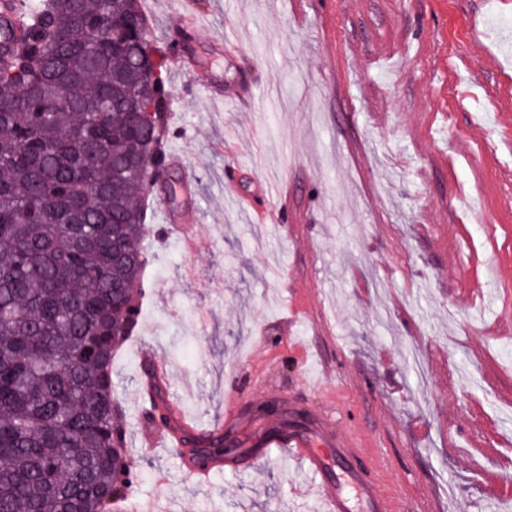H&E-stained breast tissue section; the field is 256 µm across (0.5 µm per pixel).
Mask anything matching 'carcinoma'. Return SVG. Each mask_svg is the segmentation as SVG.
Segmentation results:
<instances>
[{"label":"carcinoma","mask_w":512,"mask_h":512,"mask_svg":"<svg viewBox=\"0 0 512 512\" xmlns=\"http://www.w3.org/2000/svg\"><path fill=\"white\" fill-rule=\"evenodd\" d=\"M139 0H41L0 43V512H114L139 481L112 361L142 306L147 177L166 102L145 84ZM165 421L167 391L154 389ZM192 464L233 452L191 436Z\"/></svg>","instance_id":"cac0c4a2"}]
</instances>
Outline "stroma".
Instances as JSON below:
<instances>
[{"label": "stroma", "mask_w": 512, "mask_h": 512, "mask_svg": "<svg viewBox=\"0 0 512 512\" xmlns=\"http://www.w3.org/2000/svg\"><path fill=\"white\" fill-rule=\"evenodd\" d=\"M182 0H141L157 47ZM200 22L166 62L167 152L198 170L190 254L147 205L137 335L112 363L141 481L131 512H320L272 453L195 483L176 449L141 452L140 364L167 367L187 419L255 445L278 398L393 467L401 512H458L512 469V0H191ZM224 86L222 100L208 79ZM283 188L258 223L260 182ZM297 227L284 236V224ZM340 365L332 377L321 366ZM267 376L253 388L256 369Z\"/></svg>", "instance_id": "obj_1"}]
</instances>
